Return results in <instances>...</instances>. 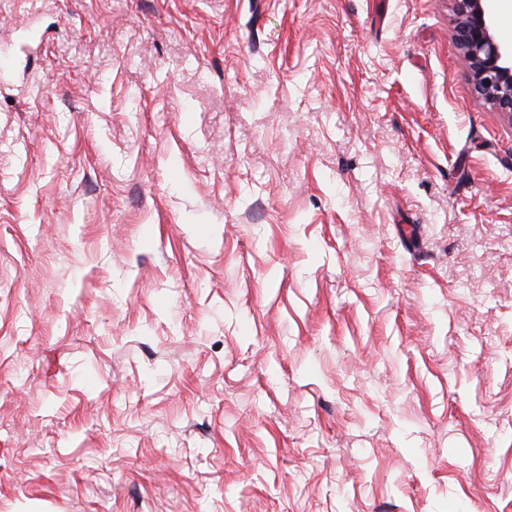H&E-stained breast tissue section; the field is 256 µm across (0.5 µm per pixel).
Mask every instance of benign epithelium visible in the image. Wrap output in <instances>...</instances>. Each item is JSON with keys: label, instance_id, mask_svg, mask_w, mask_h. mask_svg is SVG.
I'll return each instance as SVG.
<instances>
[{"label": "benign epithelium", "instance_id": "1", "mask_svg": "<svg viewBox=\"0 0 512 512\" xmlns=\"http://www.w3.org/2000/svg\"><path fill=\"white\" fill-rule=\"evenodd\" d=\"M453 38L477 97L512 120V43L495 34L492 0H453Z\"/></svg>", "mask_w": 512, "mask_h": 512}]
</instances>
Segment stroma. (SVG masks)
<instances>
[{
    "instance_id": "stroma-1",
    "label": "stroma",
    "mask_w": 512,
    "mask_h": 512,
    "mask_svg": "<svg viewBox=\"0 0 512 512\" xmlns=\"http://www.w3.org/2000/svg\"><path fill=\"white\" fill-rule=\"evenodd\" d=\"M452 0H0V512H512V122Z\"/></svg>"
}]
</instances>
